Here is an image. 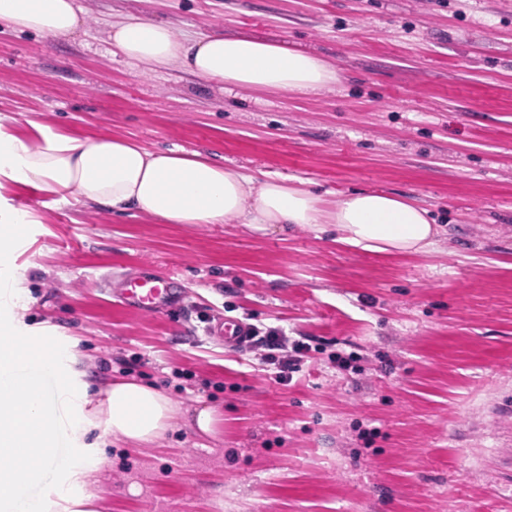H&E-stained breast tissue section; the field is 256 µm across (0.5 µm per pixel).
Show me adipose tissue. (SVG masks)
I'll return each mask as SVG.
<instances>
[{"label":"adipose tissue","mask_w":512,"mask_h":512,"mask_svg":"<svg viewBox=\"0 0 512 512\" xmlns=\"http://www.w3.org/2000/svg\"><path fill=\"white\" fill-rule=\"evenodd\" d=\"M0 22L47 38L75 35L83 24L75 0H0ZM108 37L122 55L153 70L177 68L206 81L251 91L318 92L335 83L331 63L289 47L214 33L190 38L165 22L121 19ZM64 200L94 203L116 214L138 212L164 224H224L235 220L256 235L288 226L335 233L338 244L387 255L425 254L439 230L419 203L382 191L360 190L330 200L285 177H255L201 152L151 151L122 136L76 138L38 126L36 136L0 123V313L11 343L0 346V374L14 363L54 376L56 389H28L23 407L0 398V512H13L17 485H41L32 512H95L92 475L106 467L112 439L156 443L181 415L158 389L118 378L91 396L76 355L60 361L42 348L53 326L25 321L28 294L14 253L19 229L37 216L14 206L16 186Z\"/></svg>","instance_id":"1"}]
</instances>
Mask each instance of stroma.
Listing matches in <instances>:
<instances>
[{"mask_svg":"<svg viewBox=\"0 0 512 512\" xmlns=\"http://www.w3.org/2000/svg\"><path fill=\"white\" fill-rule=\"evenodd\" d=\"M76 4L86 24L69 39L0 24V122L206 149L330 199L388 192L442 228L430 253L386 256L308 227L258 238L15 188L39 218L18 259L27 324L59 328L92 392L120 357L183 409L224 416L215 439L182 418L156 444L113 441L97 512H512V0ZM120 15L285 42L338 79L258 93L150 71L111 44ZM145 264L181 282L180 311L129 312L99 282ZM205 314L312 350L279 384L212 341Z\"/></svg>","mask_w":512,"mask_h":512,"instance_id":"1","label":"stroma"}]
</instances>
